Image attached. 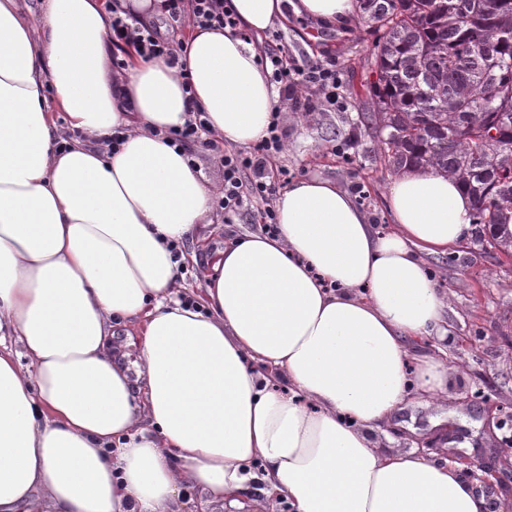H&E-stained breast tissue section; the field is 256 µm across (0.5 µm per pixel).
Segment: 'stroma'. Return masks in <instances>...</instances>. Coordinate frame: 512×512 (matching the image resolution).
Wrapping results in <instances>:
<instances>
[{
	"mask_svg": "<svg viewBox=\"0 0 512 512\" xmlns=\"http://www.w3.org/2000/svg\"><path fill=\"white\" fill-rule=\"evenodd\" d=\"M280 43L301 61L335 59L338 94L346 105L342 112H308L309 90L279 92V100L292 102L281 115L280 164L292 180L333 179L357 192L376 230L388 232L393 219L385 200L393 176L380 162L363 119L373 79L366 63L372 47L367 27L357 22L325 27L295 18L267 32L263 47ZM258 229L256 215L228 224L223 210L214 209L200 224L197 243L183 245L198 255L197 263L181 271L183 287L199 288L211 253L226 240ZM427 264L456 311L447 345L448 359L459 372L449 378L447 395L432 404L411 398L373 441L382 451L437 448L445 457L483 461L503 454L512 441V257L472 233L458 248L428 257Z\"/></svg>",
	"mask_w": 512,
	"mask_h": 512,
	"instance_id": "stroma-1",
	"label": "stroma"
}]
</instances>
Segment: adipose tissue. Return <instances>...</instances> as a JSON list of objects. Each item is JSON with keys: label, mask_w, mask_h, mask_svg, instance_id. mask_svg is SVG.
I'll return each mask as SVG.
<instances>
[{"label": "adipose tissue", "mask_w": 512, "mask_h": 512, "mask_svg": "<svg viewBox=\"0 0 512 512\" xmlns=\"http://www.w3.org/2000/svg\"><path fill=\"white\" fill-rule=\"evenodd\" d=\"M227 7L258 36L358 18L356 0ZM109 23L101 0H0V512H173L187 483L241 512L255 479L293 512H487L456 460L371 439L412 394L448 391L450 303L424 258L467 238L471 198L403 173L381 233L334 181L298 180L277 232L225 243L182 303L170 245L219 189L165 134L199 108L223 144H255L276 93L239 31L188 27L181 67L132 52L118 73Z\"/></svg>", "instance_id": "1"}]
</instances>
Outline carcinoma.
<instances>
[{"label":"carcinoma","mask_w":512,"mask_h":512,"mask_svg":"<svg viewBox=\"0 0 512 512\" xmlns=\"http://www.w3.org/2000/svg\"><path fill=\"white\" fill-rule=\"evenodd\" d=\"M374 36L366 122L395 174L431 169L512 257V0H357Z\"/></svg>","instance_id":"1"}]
</instances>
